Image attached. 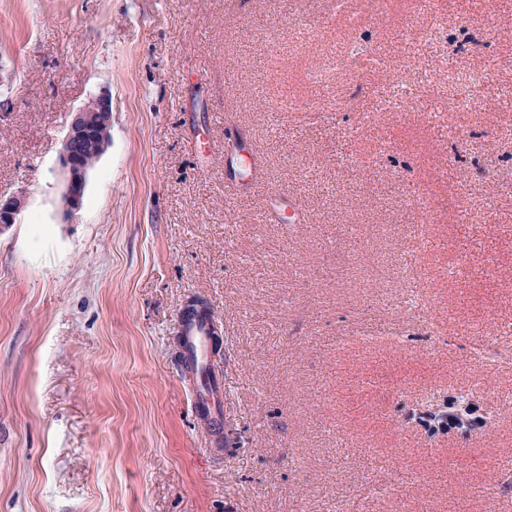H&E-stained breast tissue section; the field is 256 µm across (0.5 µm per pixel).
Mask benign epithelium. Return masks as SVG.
Segmentation results:
<instances>
[{
  "mask_svg": "<svg viewBox=\"0 0 512 512\" xmlns=\"http://www.w3.org/2000/svg\"><path fill=\"white\" fill-rule=\"evenodd\" d=\"M112 129V100L105 94H95L74 113L58 155V166L63 175L61 198L65 204L60 207L63 218L70 221L83 208L89 169L83 164L82 156L74 151L78 141L96 142L98 155H103L110 144ZM28 196L23 190L7 197L0 196V230L16 223L17 217L27 207Z\"/></svg>",
  "mask_w": 512,
  "mask_h": 512,
  "instance_id": "7a95c632",
  "label": "benign epithelium"
}]
</instances>
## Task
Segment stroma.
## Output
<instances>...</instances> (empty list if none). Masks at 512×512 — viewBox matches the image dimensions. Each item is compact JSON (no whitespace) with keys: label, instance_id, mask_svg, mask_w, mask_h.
<instances>
[{"label":"stroma","instance_id":"1","mask_svg":"<svg viewBox=\"0 0 512 512\" xmlns=\"http://www.w3.org/2000/svg\"><path fill=\"white\" fill-rule=\"evenodd\" d=\"M353 2L354 28L336 0H0V194H28L0 231V512H498L512 363L478 373L468 345L512 347V0ZM467 17L489 44L461 53ZM491 58L456 120L449 67ZM399 75L423 96L393 100ZM102 92L111 142L68 223L60 142ZM272 192L309 223H257ZM414 192L425 320L400 305ZM194 298L218 434L180 362ZM469 388L486 426L429 434L421 404Z\"/></svg>","mask_w":512,"mask_h":512}]
</instances>
